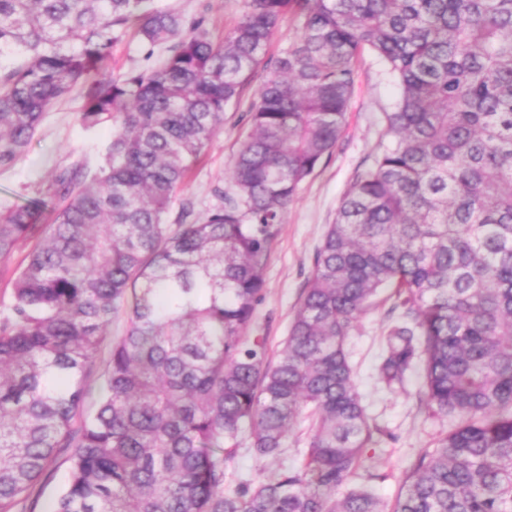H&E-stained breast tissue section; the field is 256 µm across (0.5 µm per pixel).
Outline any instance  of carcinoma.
<instances>
[{
	"mask_svg": "<svg viewBox=\"0 0 512 512\" xmlns=\"http://www.w3.org/2000/svg\"><path fill=\"white\" fill-rule=\"evenodd\" d=\"M289 15L300 39L265 58ZM131 29L163 62L106 73ZM366 52L399 86L388 140L345 192L273 364L248 335L264 267L336 147ZM260 66L232 191L167 223ZM77 88L81 126L111 131L98 163L0 204V261L36 240L0 311V512H36L63 451L49 512H512V0H246L219 41L155 0H0V168ZM383 288L399 315L381 381L420 369V403L452 419L389 511L351 485L378 428L346 349ZM241 448L280 464L231 475ZM67 457L68 453L59 455L52 466L49 478L34 490V494H39L41 508L38 510H46L52 499L67 483L69 467Z\"/></svg>",
	"mask_w": 512,
	"mask_h": 512,
	"instance_id": "carcinoma-1",
	"label": "carcinoma"
}]
</instances>
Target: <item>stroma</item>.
Listing matches in <instances>:
<instances>
[{"label": "stroma", "mask_w": 512, "mask_h": 512, "mask_svg": "<svg viewBox=\"0 0 512 512\" xmlns=\"http://www.w3.org/2000/svg\"><path fill=\"white\" fill-rule=\"evenodd\" d=\"M188 17H204L205 26L219 37L231 29L245 10V0H156ZM356 87L347 122L331 158L320 165L299 187L272 242L263 276L265 291L256 309L255 332L267 338V354L277 360L300 294L311 276L314 254L329 224L336 219L341 199L356 179L368 170L385 139L386 112L399 95L396 83L371 55L356 66ZM257 79L224 114V126L205 156L187 178L169 215L175 224L183 205H190L191 221H198L216 202V184L230 186L232 161L248 131V112L256 99ZM80 93L58 101L40 127L25 154L10 168L0 170V203L24 204L43 197L56 168L77 160L97 161L107 140V129L85 131L77 115L82 110ZM389 303H381L359 320L347 341L355 379L367 415L378 428L367 448L358 483L370 487L385 506H392L405 471L450 423L430 416L417 400L422 379L411 371L403 385L386 388L378 376L383 338L392 322Z\"/></svg>", "instance_id": "obj_1"}]
</instances>
